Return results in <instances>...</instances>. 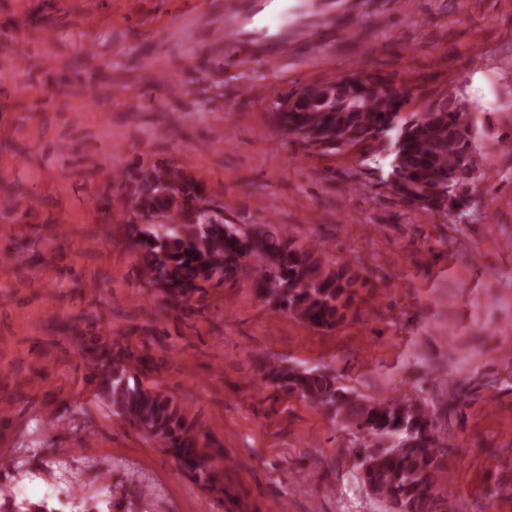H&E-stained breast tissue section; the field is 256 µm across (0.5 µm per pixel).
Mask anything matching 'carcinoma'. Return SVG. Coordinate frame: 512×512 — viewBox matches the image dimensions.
<instances>
[{
  "instance_id": "cac0c4a2",
  "label": "carcinoma",
  "mask_w": 512,
  "mask_h": 512,
  "mask_svg": "<svg viewBox=\"0 0 512 512\" xmlns=\"http://www.w3.org/2000/svg\"><path fill=\"white\" fill-rule=\"evenodd\" d=\"M405 93L376 73H359L306 84L288 109L271 120L289 137L321 154L379 143L387 148L384 183L407 205L429 213L469 205L471 175L480 171L472 125L453 95L425 112L400 118ZM124 184L120 208L131 215L125 245L138 272L163 295L168 311L192 312L191 301L209 286L236 280L246 258L256 260L254 293L275 312H288L308 328L335 329L346 322L359 289L367 285L349 262L330 263L318 244L288 237L286 229L243 234L213 210L206 189L172 162L141 163L115 172ZM131 355L95 359L94 396L112 413L164 448L175 463L205 486L218 480L217 453L188 421L187 408L147 386ZM289 392L354 430L355 467L362 484L385 512H440L437 475L448 439L437 426L438 409L424 398L362 399L336 385L318 368L270 372ZM0 512H57L46 500L18 501L0 489Z\"/></svg>"
}]
</instances>
